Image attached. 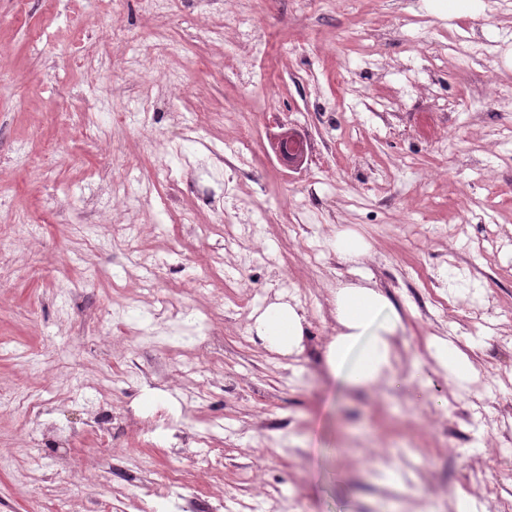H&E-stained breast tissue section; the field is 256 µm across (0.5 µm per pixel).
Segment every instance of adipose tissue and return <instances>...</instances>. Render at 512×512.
I'll list each match as a JSON object with an SVG mask.
<instances>
[{"label":"adipose tissue","mask_w":512,"mask_h":512,"mask_svg":"<svg viewBox=\"0 0 512 512\" xmlns=\"http://www.w3.org/2000/svg\"><path fill=\"white\" fill-rule=\"evenodd\" d=\"M336 322L340 331L327 354L336 380L349 388L399 385V373L391 362L399 317L390 301L372 287L346 286L336 293ZM255 330L271 349L289 353L301 340L302 317L295 307L273 303L259 315ZM430 348L437 366L454 382L463 385L471 380L472 363L451 341L436 338Z\"/></svg>","instance_id":"obj_1"}]
</instances>
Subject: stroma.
Instances as JSON below:
<instances>
[{"label":"stroma","instance_id":"obj_1","mask_svg":"<svg viewBox=\"0 0 512 512\" xmlns=\"http://www.w3.org/2000/svg\"><path fill=\"white\" fill-rule=\"evenodd\" d=\"M217 12L221 34L199 39ZM115 28L126 43L108 54ZM78 31L69 69L59 58ZM164 38L181 49L153 65ZM284 124L307 142L301 168L271 149ZM213 147L228 168L209 203L192 183ZM22 218L33 240L0 238L14 257L0 266V388L43 412L0 416V512H140L179 470L223 512H266L270 490L296 512H455L494 432L476 421L449 435L448 494L429 504L417 471L438 466L437 437L413 407L470 393L437 368L432 338L476 371L512 369L496 344L512 336V0L452 17L426 0H174L159 14L141 0L91 13L82 0H0V225ZM284 224L305 225L304 241L285 240ZM347 231L368 244L354 262L332 248ZM347 284L398 312L401 390L332 375ZM163 295L191 316L155 321ZM449 298L494 309L462 323ZM273 303L306 316L292 353L255 333ZM215 332L220 368L197 349ZM91 384L112 418L105 447ZM382 446L389 462L360 461ZM144 453L155 472L125 471Z\"/></svg>","mask_w":512,"mask_h":512}]
</instances>
